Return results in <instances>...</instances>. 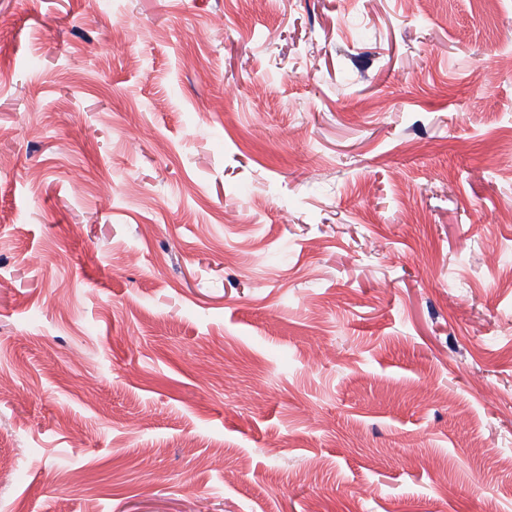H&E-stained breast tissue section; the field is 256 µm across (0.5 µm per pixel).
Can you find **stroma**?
<instances>
[{
    "mask_svg": "<svg viewBox=\"0 0 512 512\" xmlns=\"http://www.w3.org/2000/svg\"><path fill=\"white\" fill-rule=\"evenodd\" d=\"M509 56L512 0H0V512H512Z\"/></svg>",
    "mask_w": 512,
    "mask_h": 512,
    "instance_id": "obj_1",
    "label": "stroma"
}]
</instances>
